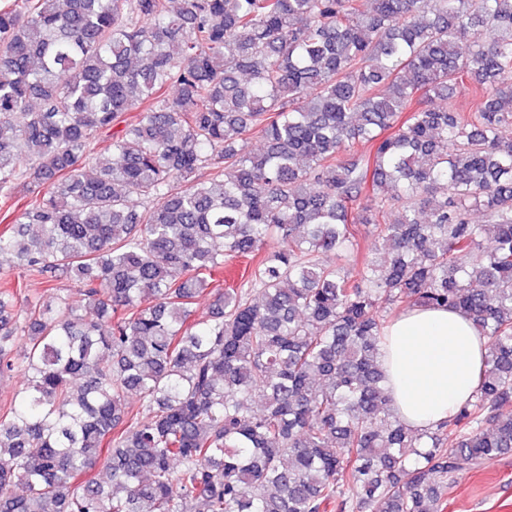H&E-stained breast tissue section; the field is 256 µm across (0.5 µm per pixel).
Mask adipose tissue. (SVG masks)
<instances>
[{
  "instance_id": "ef3b65f1",
  "label": "adipose tissue",
  "mask_w": 512,
  "mask_h": 512,
  "mask_svg": "<svg viewBox=\"0 0 512 512\" xmlns=\"http://www.w3.org/2000/svg\"><path fill=\"white\" fill-rule=\"evenodd\" d=\"M382 353L398 417L421 430L471 400L485 369L486 340L463 311L419 306L386 328Z\"/></svg>"
}]
</instances>
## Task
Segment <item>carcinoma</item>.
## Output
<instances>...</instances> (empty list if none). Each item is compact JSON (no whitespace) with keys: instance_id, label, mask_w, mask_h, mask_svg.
<instances>
[{"instance_id":"cac0c4a2","label":"carcinoma","mask_w":512,"mask_h":512,"mask_svg":"<svg viewBox=\"0 0 512 512\" xmlns=\"http://www.w3.org/2000/svg\"><path fill=\"white\" fill-rule=\"evenodd\" d=\"M509 126L512 0L0 5V256L80 288L0 286V512H445L512 452ZM417 306L487 353L414 432L380 341ZM360 233L359 237L361 238V251L358 256L351 255L350 257H337V255H333V253H325L322 255L323 259L329 263H336V265L342 266L344 268V271L350 275L355 276L356 272L359 267L360 260L362 258V255L367 252L368 246H371V238L367 237L364 239L365 236V227L363 225L359 226ZM26 381L24 371L20 369L0 377V416L7 413L16 390Z\"/></svg>"}]
</instances>
